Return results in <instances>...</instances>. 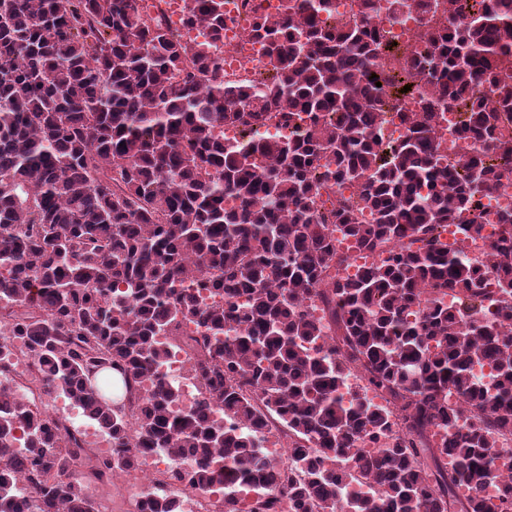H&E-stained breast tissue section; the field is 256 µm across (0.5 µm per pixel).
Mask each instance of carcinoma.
<instances>
[{
    "instance_id": "obj_1",
    "label": "carcinoma",
    "mask_w": 512,
    "mask_h": 512,
    "mask_svg": "<svg viewBox=\"0 0 512 512\" xmlns=\"http://www.w3.org/2000/svg\"><path fill=\"white\" fill-rule=\"evenodd\" d=\"M455 2L418 52L419 80L377 69L391 47L374 17L428 0H361L353 24L335 0H287L244 18L265 71L231 81L215 55L223 0H190L185 23L208 30L193 43L145 19L139 0H0V326L39 362L45 394L108 430L112 455L93 474L166 448L173 478L224 485L222 512H254L243 494L260 478L264 512H512V477L497 467L512 434V209L476 256L441 240L453 223L478 240L482 198L512 181V141L498 133L512 114L499 77L512 0H472L466 18ZM406 85L420 110L399 113L408 134L385 145L389 99ZM437 107L461 111L462 163L433 146ZM347 185L356 201L319 210L322 189ZM337 229L379 261L340 275ZM195 286L221 301L198 303ZM183 323L199 332L179 348L202 388L187 412L158 375L169 350L157 336ZM484 363L492 388L474 373ZM106 369L122 375L129 410L93 386ZM356 371L384 407L344 401ZM273 418L288 439L276 465L249 440ZM87 459L29 403L0 404V512H21L20 482L42 512H91L77 477ZM360 480L373 491L342 496ZM492 481L495 502L479 493ZM461 485L473 493L459 502Z\"/></svg>"
}]
</instances>
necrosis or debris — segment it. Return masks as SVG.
I'll use <instances>...</instances> for the list:
<instances>
[{"mask_svg":"<svg viewBox=\"0 0 512 512\" xmlns=\"http://www.w3.org/2000/svg\"><path fill=\"white\" fill-rule=\"evenodd\" d=\"M282 0H224V43L218 49V58L224 74L230 78L244 79L262 72L265 58L258 44L248 41L238 25L239 18L257 11L276 14ZM144 17L160 18L172 29L178 30L185 39L201 40L203 30L184 24L182 0H140ZM448 23L447 0H430L427 13L406 14L395 23H382L381 39L386 44L397 45V54L382 57L378 65L384 70L401 69L412 61L423 44L429 27H443ZM6 361L7 376L0 378V396L19 399L24 392H31L38 409L50 418L62 421L75 435L81 447L90 449L92 458L105 459L112 454L110 434L101 428L82 408L66 405L63 399L39 393L38 371L28 354L21 348H13ZM159 372L166 384L178 389V407L194 406L198 383L194 378L183 352L171 353ZM134 469L105 481H86L84 496L95 512H147L151 502L160 498L177 501V512H221L223 490L214 487L210 492L199 493L185 487L184 483L171 478V461L160 448H140L136 451Z\"/></svg>","mask_w":512,"mask_h":512,"instance_id":"necrosis-or-debris-1","label":"necrosis or debris"}]
</instances>
